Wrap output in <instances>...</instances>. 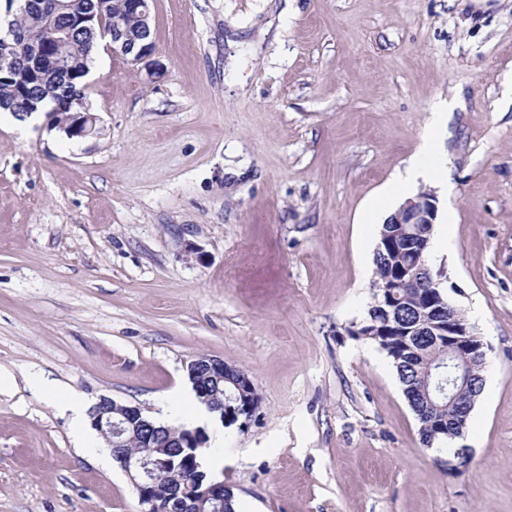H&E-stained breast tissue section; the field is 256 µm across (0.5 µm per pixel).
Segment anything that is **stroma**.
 Segmentation results:
<instances>
[{
  "instance_id": "obj_1",
  "label": "stroma",
  "mask_w": 512,
  "mask_h": 512,
  "mask_svg": "<svg viewBox=\"0 0 512 512\" xmlns=\"http://www.w3.org/2000/svg\"><path fill=\"white\" fill-rule=\"evenodd\" d=\"M151 31L155 67L94 56V135L0 112V512H140L63 395L201 430L242 512H512V0H153ZM429 133V262L488 346L459 471L350 333ZM200 356L244 424L193 418ZM445 169L440 158L439 143L433 134L426 135L418 148L416 158L408 163L393 188V193L404 196L419 178L444 181Z\"/></svg>"
}]
</instances>
